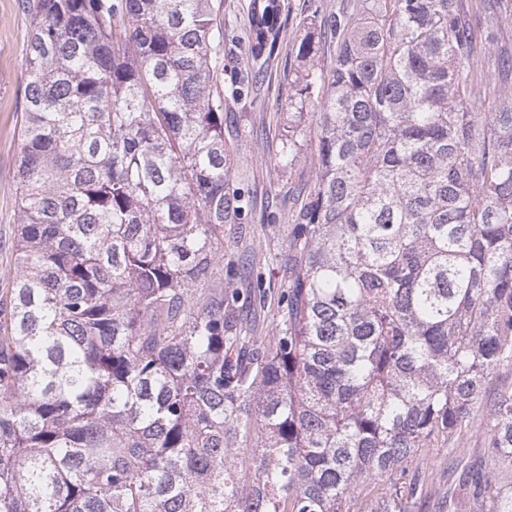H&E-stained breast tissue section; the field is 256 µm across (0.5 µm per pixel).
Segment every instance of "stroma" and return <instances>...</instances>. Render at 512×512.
Returning a JSON list of instances; mask_svg holds the SVG:
<instances>
[{
    "label": "stroma",
    "instance_id": "35a3bbf8",
    "mask_svg": "<svg viewBox=\"0 0 512 512\" xmlns=\"http://www.w3.org/2000/svg\"><path fill=\"white\" fill-rule=\"evenodd\" d=\"M250 0H222V15L229 31L224 37L225 81H233L249 59L246 34ZM28 20L20 0H0V287L15 274L10 250L17 230L14 174L21 141L19 125L26 83L22 54ZM298 64L294 56L280 54L278 69L267 86L250 98L224 100V137L234 147L231 179L247 180L250 209L243 224L224 228V256L237 259L250 253L253 259L248 278L237 281L240 289L252 287L261 279L270 294L263 309L245 307V314L256 317L258 335H272L276 320L280 276L272 259L288 236V211L300 188L314 181L317 163L313 142H306L291 168L279 164L280 138L288 123L286 98L288 84ZM273 202L277 223L261 220L266 202ZM448 452L436 448L429 452L424 466L429 473L422 483L415 512H448V497L456 477L448 470Z\"/></svg>",
    "mask_w": 512,
    "mask_h": 512
}]
</instances>
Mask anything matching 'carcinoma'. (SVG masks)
Instances as JSON below:
<instances>
[{
  "instance_id": "cac0c4a2",
  "label": "carcinoma",
  "mask_w": 512,
  "mask_h": 512,
  "mask_svg": "<svg viewBox=\"0 0 512 512\" xmlns=\"http://www.w3.org/2000/svg\"><path fill=\"white\" fill-rule=\"evenodd\" d=\"M501 0H341L291 52L282 169L313 184L271 336L224 302L248 198L214 0H21L0 512H413L428 448L487 423L462 512H512V50ZM290 7L251 0L248 97ZM335 43L329 67L322 38ZM311 112L315 127L304 125Z\"/></svg>"
}]
</instances>
